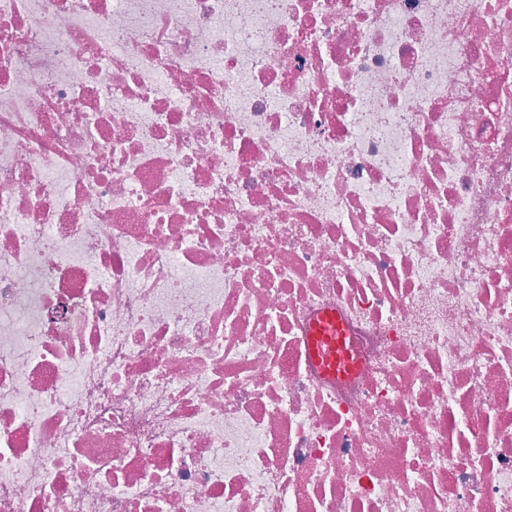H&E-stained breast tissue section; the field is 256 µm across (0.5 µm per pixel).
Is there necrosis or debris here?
Here are the masks:
<instances>
[{
  "label": "necrosis or debris",
  "instance_id": "necrosis-or-debris-1",
  "mask_svg": "<svg viewBox=\"0 0 512 512\" xmlns=\"http://www.w3.org/2000/svg\"><path fill=\"white\" fill-rule=\"evenodd\" d=\"M0 512H512V0H0ZM312 335V355L328 374H342L350 370L351 362L343 345L336 314L321 316L313 327Z\"/></svg>",
  "mask_w": 512,
  "mask_h": 512
}]
</instances>
